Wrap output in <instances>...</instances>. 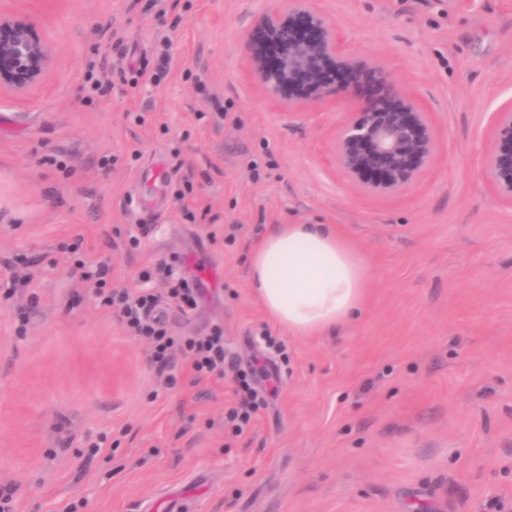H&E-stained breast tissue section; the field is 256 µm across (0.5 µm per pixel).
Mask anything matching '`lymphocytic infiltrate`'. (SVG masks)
I'll return each mask as SVG.
<instances>
[{
	"label": "lymphocytic infiltrate",
	"mask_w": 512,
	"mask_h": 512,
	"mask_svg": "<svg viewBox=\"0 0 512 512\" xmlns=\"http://www.w3.org/2000/svg\"><path fill=\"white\" fill-rule=\"evenodd\" d=\"M102 306L115 309L126 331L146 342L159 370L165 371V382L175 386L177 378L171 370L177 356H184L197 378L223 372L225 365L224 329L211 327L202 337L173 336L167 324V301H175L183 314L195 313L203 298L198 278L185 274L179 257L162 260L145 268L136 288L112 285L111 261H99L81 275ZM160 283L163 293L151 291V283Z\"/></svg>",
	"instance_id": "1"
}]
</instances>
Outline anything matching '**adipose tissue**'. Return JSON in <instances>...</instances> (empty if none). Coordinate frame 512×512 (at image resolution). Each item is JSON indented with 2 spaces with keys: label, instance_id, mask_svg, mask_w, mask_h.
<instances>
[{
  "label": "adipose tissue",
  "instance_id": "obj_1",
  "mask_svg": "<svg viewBox=\"0 0 512 512\" xmlns=\"http://www.w3.org/2000/svg\"><path fill=\"white\" fill-rule=\"evenodd\" d=\"M370 269L327 224H282L255 245L248 280L265 309L298 336L331 333L363 309Z\"/></svg>",
  "mask_w": 512,
  "mask_h": 512
}]
</instances>
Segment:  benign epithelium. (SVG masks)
Returning a JSON list of instances; mask_svg holds the SVG:
<instances>
[{"instance_id": "1", "label": "benign epithelium", "mask_w": 512, "mask_h": 512, "mask_svg": "<svg viewBox=\"0 0 512 512\" xmlns=\"http://www.w3.org/2000/svg\"><path fill=\"white\" fill-rule=\"evenodd\" d=\"M249 78L272 101L290 110L335 106L347 111L331 152L336 170L371 196L408 191L441 157L433 113L400 88L386 69L347 51L336 25L307 0H285L260 16L244 41ZM54 63L52 47L22 15L0 10V91L43 85ZM377 95L362 100L361 85ZM491 148L481 174L489 189L512 206V100L492 113Z\"/></svg>"}]
</instances>
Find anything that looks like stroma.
Returning a JSON list of instances; mask_svg holds the SVG:
<instances>
[{
  "label": "stroma",
  "mask_w": 512,
  "mask_h": 512,
  "mask_svg": "<svg viewBox=\"0 0 512 512\" xmlns=\"http://www.w3.org/2000/svg\"><path fill=\"white\" fill-rule=\"evenodd\" d=\"M281 5L0 0L56 52L41 87L0 92V280L18 255L35 276L0 296L15 512H512V208L481 178L491 114L512 100V0H311L436 118L442 159L396 198L337 171L340 109L281 107L248 78L242 43ZM186 180L206 216L184 214ZM280 224L334 225L368 263L340 334L293 335L253 294L248 253ZM175 254L206 292L196 314L170 306L173 335L222 325L233 367L178 368L171 388L73 263L111 259L133 288ZM252 366L278 378L259 377L266 404L238 437L224 414Z\"/></svg>",
  "instance_id": "obj_1"
}]
</instances>
